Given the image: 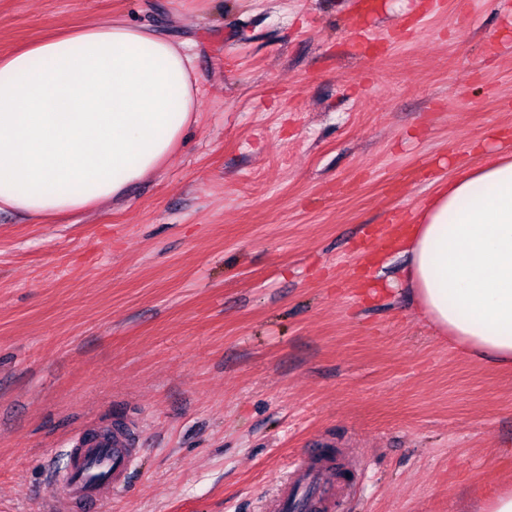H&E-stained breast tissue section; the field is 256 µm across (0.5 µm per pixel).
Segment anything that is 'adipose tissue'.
Listing matches in <instances>:
<instances>
[{
  "mask_svg": "<svg viewBox=\"0 0 512 512\" xmlns=\"http://www.w3.org/2000/svg\"><path fill=\"white\" fill-rule=\"evenodd\" d=\"M198 93L183 46L124 21L0 56V210L38 220L122 196L181 144ZM404 252L433 327L512 366V155L451 180Z\"/></svg>",
  "mask_w": 512,
  "mask_h": 512,
  "instance_id": "adipose-tissue-1",
  "label": "adipose tissue"
}]
</instances>
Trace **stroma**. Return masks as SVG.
<instances>
[{
	"instance_id": "stroma-1",
	"label": "stroma",
	"mask_w": 512,
	"mask_h": 512,
	"mask_svg": "<svg viewBox=\"0 0 512 512\" xmlns=\"http://www.w3.org/2000/svg\"><path fill=\"white\" fill-rule=\"evenodd\" d=\"M0 0V55L126 20L184 44L197 122L122 198L0 211V512H48L84 432L135 412L100 512H264L310 443L363 464L341 512H476L512 485V369L428 323L392 248L512 152V0ZM501 141H493L494 133Z\"/></svg>"
}]
</instances>
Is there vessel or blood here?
Returning a JSON list of instances; mask_svg holds the SVG:
<instances>
[{"mask_svg":"<svg viewBox=\"0 0 512 512\" xmlns=\"http://www.w3.org/2000/svg\"><path fill=\"white\" fill-rule=\"evenodd\" d=\"M138 446L125 425L79 438L61 479L67 512L103 503L123 489L137 460ZM358 477V471L337 468L333 458L320 453L306 456L292 465L266 510L283 512L290 500L306 493L310 496L307 512H336L340 483L353 485Z\"/></svg>","mask_w":512,"mask_h":512,"instance_id":"obj_1","label":"vessel or blood"}]
</instances>
